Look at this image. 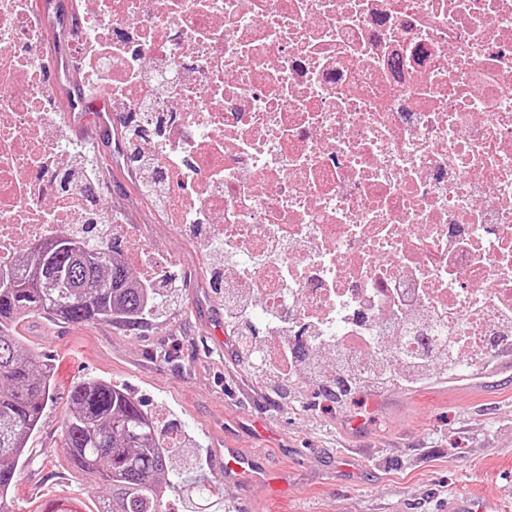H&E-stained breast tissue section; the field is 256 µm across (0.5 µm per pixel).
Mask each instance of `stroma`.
Returning <instances> with one entry per match:
<instances>
[{"mask_svg": "<svg viewBox=\"0 0 512 512\" xmlns=\"http://www.w3.org/2000/svg\"><path fill=\"white\" fill-rule=\"evenodd\" d=\"M73 138L108 157L112 128L95 109L68 116ZM112 211L128 224V249L148 248L182 277L178 302L138 322L64 324L35 315L20 326L25 344L49 360L53 402L20 469L15 512H33L61 489L91 503L62 454V422L73 383L100 377L126 390L174 434L173 466L223 491L226 512H442L448 496L495 501L512 512V371L474 363L467 374L434 373L417 389L334 404L298 378L294 402L277 396L239 357L224 323V292L210 287L212 263L195 256L170 224L132 203L131 171L110 168ZM274 470L286 493L257 491L224 478L225 444Z\"/></svg>", "mask_w": 512, "mask_h": 512, "instance_id": "35a3bbf8", "label": "stroma"}]
</instances>
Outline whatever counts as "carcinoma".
Returning a JSON list of instances; mask_svg holds the SVG:
<instances>
[{"label":"carcinoma","mask_w":512,"mask_h":512,"mask_svg":"<svg viewBox=\"0 0 512 512\" xmlns=\"http://www.w3.org/2000/svg\"><path fill=\"white\" fill-rule=\"evenodd\" d=\"M43 245L52 251H26L0 275V512H13L15 474L52 400L50 370L24 346L19 326L36 314L74 325L132 323L147 302L112 242L59 236ZM160 438L123 390L96 377L72 386L62 448L70 468L102 489L90 512H166L165 494L183 475Z\"/></svg>","instance_id":"carcinoma-1"}]
</instances>
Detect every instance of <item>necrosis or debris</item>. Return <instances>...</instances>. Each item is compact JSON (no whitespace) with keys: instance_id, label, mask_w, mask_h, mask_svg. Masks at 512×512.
<instances>
[{"instance_id":"necrosis-or-debris-1","label":"necrosis or debris","mask_w":512,"mask_h":512,"mask_svg":"<svg viewBox=\"0 0 512 512\" xmlns=\"http://www.w3.org/2000/svg\"><path fill=\"white\" fill-rule=\"evenodd\" d=\"M0 0V264L105 222L107 165L43 95L89 74L155 164L138 207L223 253L255 363L331 387L512 352V0Z\"/></svg>"}]
</instances>
